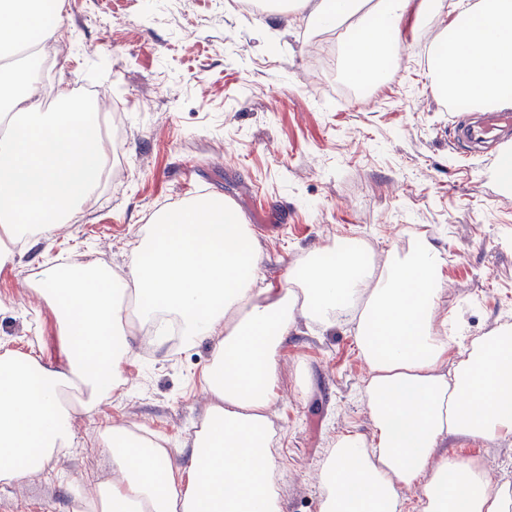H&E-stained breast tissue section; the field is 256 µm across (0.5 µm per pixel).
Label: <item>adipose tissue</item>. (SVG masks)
I'll return each instance as SVG.
<instances>
[{
	"instance_id": "1",
	"label": "adipose tissue",
	"mask_w": 512,
	"mask_h": 512,
	"mask_svg": "<svg viewBox=\"0 0 512 512\" xmlns=\"http://www.w3.org/2000/svg\"><path fill=\"white\" fill-rule=\"evenodd\" d=\"M311 30L344 27V74L373 78L393 60L410 13L439 14L442 0H296ZM62 14L44 0H0V267L52 237L91 201L109 147L99 114L69 93L43 111L41 85L8 58L35 32L54 33ZM478 64L458 69L459 58ZM448 101L476 110L512 108V0H474L441 30L431 63ZM334 262L300 259L281 287H259L260 252L223 199L165 214L137 245L125 274L77 259L47 269L35 291L52 308L65 359L0 355V483L39 474L66 456L76 409L62 390L79 382L86 407L119 383L132 353L126 316L141 325L178 320L183 344L213 340L205 419L183 456L164 439L129 426H104L98 439L110 481L75 497L73 512H286L269 411L278 356L299 324L331 332L355 322L370 368L363 398L371 436L346 433L319 470L320 512H512V483L491 481L482 464L448 452L451 439L484 442L512 433V326L468 340L462 317L435 321L444 295L442 253L424 235L382 265L359 238L337 240Z\"/></svg>"
}]
</instances>
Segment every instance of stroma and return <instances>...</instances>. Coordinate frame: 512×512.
Masks as SVG:
<instances>
[{
	"instance_id": "stroma-1",
	"label": "stroma",
	"mask_w": 512,
	"mask_h": 512,
	"mask_svg": "<svg viewBox=\"0 0 512 512\" xmlns=\"http://www.w3.org/2000/svg\"><path fill=\"white\" fill-rule=\"evenodd\" d=\"M58 60L42 71L52 91L99 84L124 113L121 191L104 183L19 265L0 268V354L40 347L63 355L53 311L27 285L57 258L85 253L122 273L151 218L187 202V184L235 203L262 254L260 284L279 283L301 257L336 240L364 239L375 256L422 234L441 250L445 297L479 337L512 324V195L493 176L491 150L464 153L449 104L427 70L432 35L446 21H408L404 50L380 83L349 96L316 77V42L344 57L341 31L315 33L297 15L242 21L224 0H69ZM94 409L77 410L69 455L42 474L0 487V512H71L67 484L112 477L97 442L108 424L135 426L190 447L210 403L202 374L213 343L144 348ZM370 374L353 324L321 334L298 328L283 344L276 402L279 483L287 512H319L318 468L339 435H370L360 396ZM461 458L512 483V434L460 440Z\"/></svg>"
}]
</instances>
